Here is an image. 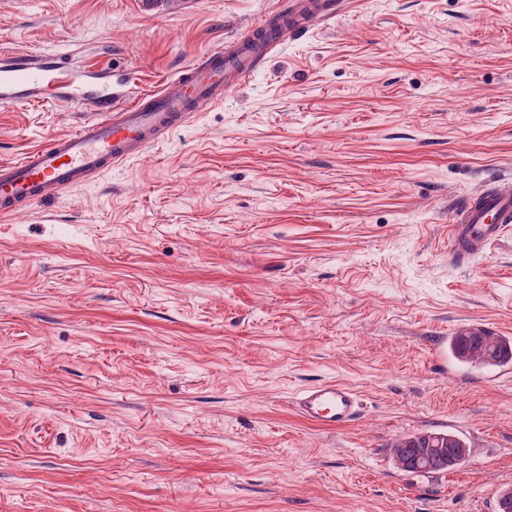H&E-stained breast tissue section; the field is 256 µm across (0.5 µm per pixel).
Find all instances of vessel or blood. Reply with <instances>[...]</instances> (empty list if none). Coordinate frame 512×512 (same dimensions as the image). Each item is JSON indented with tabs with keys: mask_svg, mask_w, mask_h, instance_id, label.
I'll return each instance as SVG.
<instances>
[{
	"mask_svg": "<svg viewBox=\"0 0 512 512\" xmlns=\"http://www.w3.org/2000/svg\"><path fill=\"white\" fill-rule=\"evenodd\" d=\"M346 0H282L276 16L250 25L185 67L161 89L129 95V74L90 71L82 81L63 75L53 58L16 54L0 61V103L45 97L80 103L91 112L78 127L51 138L20 160L0 163V215L10 216L33 200L56 198L82 185L88 175L141 156L173 130L190 124L204 105L223 102L288 41L339 15ZM512 230V181L489 183L462 199L448 230V258L468 265L489 243ZM296 414L335 429L358 417L360 400L344 384L326 381L300 391Z\"/></svg>",
	"mask_w": 512,
	"mask_h": 512,
	"instance_id": "b4317fda",
	"label": "vessel or blood"
}]
</instances>
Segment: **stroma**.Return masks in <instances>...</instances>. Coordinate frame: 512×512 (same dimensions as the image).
<instances>
[{"label": "stroma", "instance_id": "1", "mask_svg": "<svg viewBox=\"0 0 512 512\" xmlns=\"http://www.w3.org/2000/svg\"><path fill=\"white\" fill-rule=\"evenodd\" d=\"M279 0H0V57L154 90ZM87 109L0 103V162ZM512 178V0H350L143 155L0 216V512H496L512 487V233L448 261ZM335 380L332 431L293 400ZM452 431L455 469L396 467ZM512 224V181L488 183L462 199L448 230V260L468 265L486 246L501 239ZM487 337L482 353L494 362L483 359L480 354L481 342L479 336ZM451 354L460 362L482 366H496L512 360V341L504 336H499L484 327L465 325L457 330L448 343ZM294 403L299 417L329 429L349 425L357 419L360 410V400L354 390L335 381L303 389ZM448 435L456 437L460 440L459 444L460 447L463 446L464 441L459 438L457 435L448 432ZM447 434H440V433H431V432H422L418 434L415 438H412L408 440L404 444L403 439H398L391 448L392 455L395 461V464L398 468L404 471H422L427 468V461L422 459V456H414L412 461L416 468H411V462H407L404 464H401V455H402V445L406 448H416L423 446L425 448H428V451L431 455L434 457H448V460L446 459H432L430 462L431 468L429 470L424 471H431V472H437V471H447L452 470L456 468L460 463H462L468 456L469 452L467 448H455L451 452H448V444L450 442Z\"/></svg>", "mask_w": 512, "mask_h": 512}]
</instances>
